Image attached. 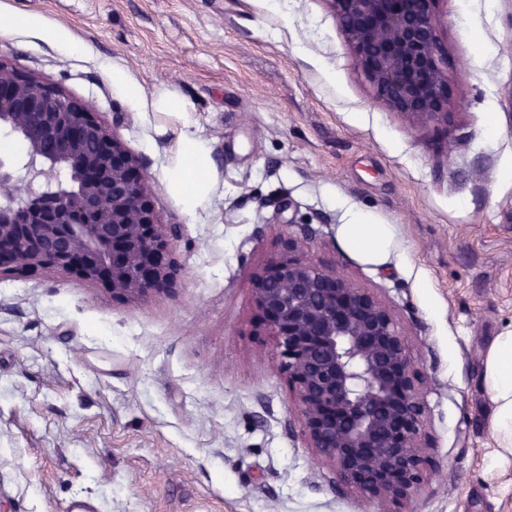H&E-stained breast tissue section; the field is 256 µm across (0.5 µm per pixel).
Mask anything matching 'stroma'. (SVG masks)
<instances>
[{
    "label": "stroma",
    "instance_id": "stroma-1",
    "mask_svg": "<svg viewBox=\"0 0 512 512\" xmlns=\"http://www.w3.org/2000/svg\"><path fill=\"white\" fill-rule=\"evenodd\" d=\"M434 12L448 116L415 123L377 97L327 0H0V61L88 105L180 228L172 287L140 297L0 272V512H512L482 384L512 329V0ZM187 136L214 168L192 212L173 185ZM351 207L395 225L399 256L343 246ZM290 235L409 338L429 448L407 499L341 489L302 435L252 285Z\"/></svg>",
    "mask_w": 512,
    "mask_h": 512
}]
</instances>
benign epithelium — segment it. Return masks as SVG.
<instances>
[{
    "label": "benign epithelium",
    "instance_id": "benign-epithelium-1",
    "mask_svg": "<svg viewBox=\"0 0 512 512\" xmlns=\"http://www.w3.org/2000/svg\"><path fill=\"white\" fill-rule=\"evenodd\" d=\"M355 63L415 122L448 115L434 0H327ZM0 132L25 160H0V271L41 267L128 297L165 289L176 225L163 227L139 159L48 77L0 61ZM255 275L253 292L282 357L308 447L348 490L381 502L422 480L420 377L386 305L350 279L292 256Z\"/></svg>",
    "mask_w": 512,
    "mask_h": 512
}]
</instances>
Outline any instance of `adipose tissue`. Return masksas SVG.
Masks as SVG:
<instances>
[{
    "mask_svg": "<svg viewBox=\"0 0 512 512\" xmlns=\"http://www.w3.org/2000/svg\"><path fill=\"white\" fill-rule=\"evenodd\" d=\"M211 165L209 150L189 141L182 153L180 191L187 208H194L198 198L209 189ZM342 242L370 263H380L399 250L394 225L374 224L360 211L348 213L340 225ZM483 383L491 403L490 428L499 443L498 457L512 461V329L501 332L490 342L484 357Z\"/></svg>",
    "mask_w": 512,
    "mask_h": 512,
    "instance_id": "ef3b65f1",
    "label": "adipose tissue"
}]
</instances>
